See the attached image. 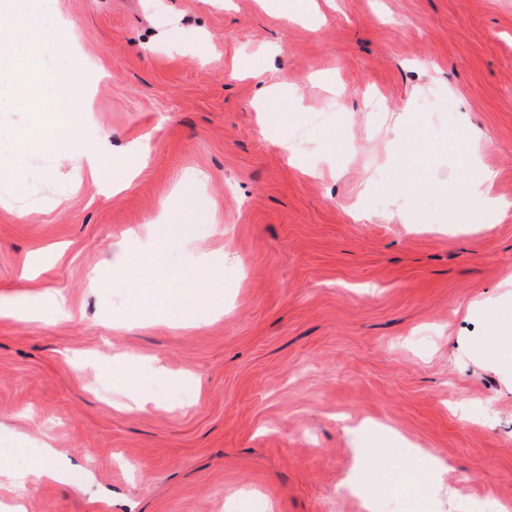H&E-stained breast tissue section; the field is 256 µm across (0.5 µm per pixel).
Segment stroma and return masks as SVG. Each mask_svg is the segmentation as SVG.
Segmentation results:
<instances>
[{"mask_svg":"<svg viewBox=\"0 0 512 512\" xmlns=\"http://www.w3.org/2000/svg\"><path fill=\"white\" fill-rule=\"evenodd\" d=\"M23 6L74 28L61 77L106 164L149 154L116 195L73 185L60 144L0 181V304L72 310L0 318V441L55 472L0 475V512H409L389 484L424 451L448 470L424 471L422 512H512V368L490 356L512 207L483 223L446 148L464 134L512 204V0ZM395 179L423 187L379 205ZM168 218L164 261L214 275L200 324H145L123 276L87 285ZM127 353L171 373L140 409L112 378ZM53 475L45 457L31 462L27 467L15 471L12 476L13 485L20 490L36 487L47 477Z\"/></svg>","mask_w":512,"mask_h":512,"instance_id":"obj_1","label":"stroma"}]
</instances>
